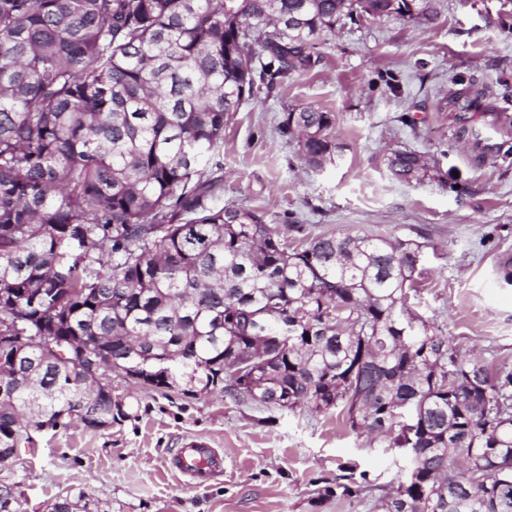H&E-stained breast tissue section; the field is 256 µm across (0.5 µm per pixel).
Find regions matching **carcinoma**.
Segmentation results:
<instances>
[{"label": "carcinoma", "mask_w": 512, "mask_h": 512, "mask_svg": "<svg viewBox=\"0 0 512 512\" xmlns=\"http://www.w3.org/2000/svg\"><path fill=\"white\" fill-rule=\"evenodd\" d=\"M431 0H0V324L48 332L66 356L42 375L0 376V458L53 417L112 426L88 380L82 336L166 393L223 386L235 398L338 410L379 448H412L384 512H512V369L463 354L411 305L422 245L344 234L292 248L242 206L210 207L204 163L260 86L311 67L344 17L431 23ZM270 60L254 66L250 34ZM478 138L485 113L458 115ZM332 113L287 112L281 131L321 168ZM399 182L429 176L392 149ZM336 478V496L368 487ZM0 512H21L20 483ZM51 512H100L85 492Z\"/></svg>", "instance_id": "obj_1"}]
</instances>
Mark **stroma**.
Wrapping results in <instances>:
<instances>
[{
    "mask_svg": "<svg viewBox=\"0 0 512 512\" xmlns=\"http://www.w3.org/2000/svg\"><path fill=\"white\" fill-rule=\"evenodd\" d=\"M438 17L342 20L312 67L245 100L224 128L209 202L244 206L287 226L291 244L351 233L421 244L417 311L460 351L512 367V287L496 274L512 256V130L488 149L460 134V102L512 118V16L499 0H436ZM335 117L336 160L313 169L280 130L286 112ZM426 155L444 180L405 184L388 172L395 148ZM110 428L79 422L36 433L10 469L23 512H50L85 492L102 512H382L377 496L342 498L336 478L358 467L396 490L409 474L399 449L372 448L337 413L288 410L215 388L164 395L121 378ZM200 438L224 473L195 487L171 454Z\"/></svg>",
    "mask_w": 512,
    "mask_h": 512,
    "instance_id": "1",
    "label": "stroma"
}]
</instances>
